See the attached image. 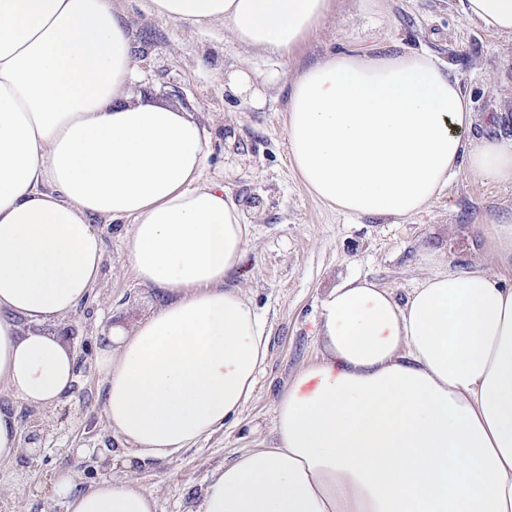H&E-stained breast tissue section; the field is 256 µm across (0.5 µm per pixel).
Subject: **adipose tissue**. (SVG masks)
Listing matches in <instances>:
<instances>
[{"label":"adipose tissue","instance_id":"ef3b65f1","mask_svg":"<svg viewBox=\"0 0 512 512\" xmlns=\"http://www.w3.org/2000/svg\"><path fill=\"white\" fill-rule=\"evenodd\" d=\"M333 0H147L193 28L223 22L240 47L286 63ZM512 37V0H457ZM137 61L112 0H0V386L28 405L66 398L74 357L47 325L98 279L102 224L125 222L137 279L164 296L98 356L103 412L139 457L209 436L251 398L265 317L232 286L247 225L203 179L187 113L129 85ZM286 132L306 188L337 211L407 220L468 171L512 184V140L470 138L460 79L416 50L340 52L287 94ZM512 268V208L482 227ZM323 354L275 408L276 444L219 470L198 512H512V287L456 265L405 302L350 280L319 305ZM67 512H155L152 492L105 479Z\"/></svg>","mask_w":512,"mask_h":512}]
</instances>
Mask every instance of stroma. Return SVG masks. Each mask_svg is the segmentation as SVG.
<instances>
[{"label": "stroma", "instance_id": "stroma-1", "mask_svg": "<svg viewBox=\"0 0 512 512\" xmlns=\"http://www.w3.org/2000/svg\"><path fill=\"white\" fill-rule=\"evenodd\" d=\"M131 31L138 62L132 91L199 118L208 137L203 176L224 185L248 226L237 286L270 326L268 355L251 399L224 427L165 458H140L115 438L103 415L97 356L111 327H129L157 305L155 292L134 276L125 254V225L102 227L104 259L89 297L67 317L76 360L68 397L34 408L0 391V407L41 425L32 463L0 464V512H66L54 493L58 475L73 473L87 488L104 477L152 491L157 512H196L217 470L255 448L270 447L275 406L290 383L320 357L314 324L323 295L352 279H367L405 301L422 280L454 263L512 286L477 225L512 207V186L464 171L422 213L351 217L318 201L288 155L285 90L269 87L270 61L235 46L222 22L192 31L146 13L142 0H112ZM423 50L453 67L477 115L473 136L512 137V37L465 20L456 0H336V10L282 68L292 81L304 67L353 49L377 53ZM251 72L252 93L238 94L225 76ZM434 264H423L424 255ZM108 472L86 474L98 459Z\"/></svg>", "mask_w": 512, "mask_h": 512}]
</instances>
